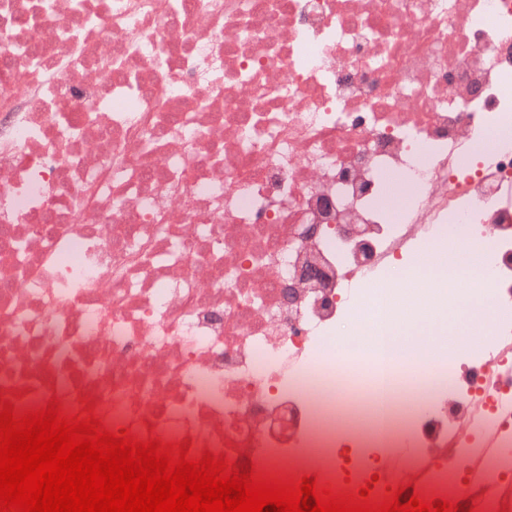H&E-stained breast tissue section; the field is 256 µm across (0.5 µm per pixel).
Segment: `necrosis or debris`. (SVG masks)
I'll list each match as a JSON object with an SVG mask.
<instances>
[{
  "instance_id": "obj_1",
  "label": "necrosis or debris",
  "mask_w": 512,
  "mask_h": 512,
  "mask_svg": "<svg viewBox=\"0 0 512 512\" xmlns=\"http://www.w3.org/2000/svg\"><path fill=\"white\" fill-rule=\"evenodd\" d=\"M0 50L16 411L91 401L110 431L376 502L502 501L512 0H0ZM454 226L496 316L434 388V325L471 303L440 258ZM398 262L419 287H378ZM408 428L412 459L387 460ZM475 460L479 478L453 482Z\"/></svg>"
}]
</instances>
